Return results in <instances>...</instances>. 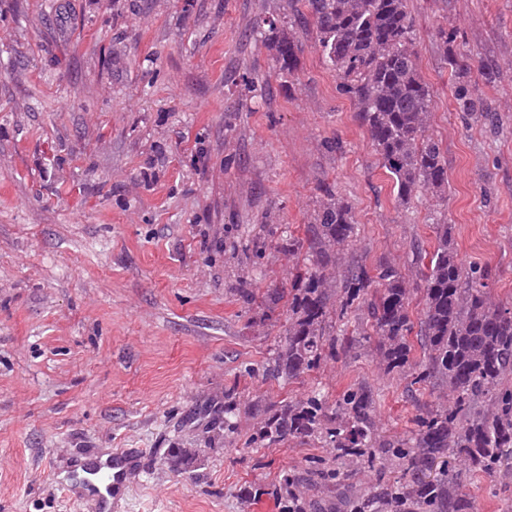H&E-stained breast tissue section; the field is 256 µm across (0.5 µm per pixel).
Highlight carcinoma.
Segmentation results:
<instances>
[{"mask_svg": "<svg viewBox=\"0 0 512 512\" xmlns=\"http://www.w3.org/2000/svg\"><path fill=\"white\" fill-rule=\"evenodd\" d=\"M326 61L339 90L353 101L357 116L406 203L420 189L448 186L439 144L428 134L431 88L413 63V21L407 0H307ZM277 59L293 66L297 45L276 21L265 22ZM454 104L458 112H484L466 78L472 57L451 55ZM355 231L347 202L332 194L321 205L306 239L288 237V253L301 258L288 288V319L278 352L265 373L298 378L336 356V321L352 309L367 311L372 335L387 370L412 369L414 383L448 385V408L430 409L408 438L378 439L373 400L362 387L329 404L320 391L299 402L270 401L247 444L276 445L288 439L317 443L334 460L364 458L372 465L393 457L401 476L383 485L382 506L390 512H475L473 502L448 478V449L476 470L492 475L512 469V306L493 303L486 291L491 271L466 267L453 250L452 225H435V247L421 288L420 321L410 311L411 288L392 264L351 268L336 304L326 270L336 263V246ZM419 337L423 357L412 364L409 337ZM343 473L316 462L301 476L283 472L272 489L247 494L273 496L281 512H308L303 484L339 483Z\"/></svg>", "mask_w": 512, "mask_h": 512, "instance_id": "1", "label": "carcinoma"}]
</instances>
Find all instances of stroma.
I'll use <instances>...</instances> for the list:
<instances>
[{
	"label": "stroma",
	"mask_w": 512,
	"mask_h": 512,
	"mask_svg": "<svg viewBox=\"0 0 512 512\" xmlns=\"http://www.w3.org/2000/svg\"><path fill=\"white\" fill-rule=\"evenodd\" d=\"M0 0V512H91L67 476L84 453H142L121 512H279L267 487L331 449L246 445L255 404L374 395L378 436H410L448 390L387 372L378 337L349 313L348 349L301 377L273 380L295 256L328 195L349 203L356 232L328 274L353 262L398 266L420 281L416 248L453 227L465 265L489 268L492 302H512V0H407L414 52L433 91L429 134L448 191L401 203L353 102L337 89L305 0H69L71 34L28 0ZM297 43L287 68L261 22ZM457 31L451 49L438 32ZM473 54L474 93L493 114L456 111L449 52ZM258 301L244 303L239 282ZM233 404L237 430L224 431ZM173 448L195 461L172 471ZM335 502L395 478L394 461L339 464ZM477 512L512 504V475L450 470Z\"/></svg>",
	"instance_id": "obj_1"
}]
</instances>
